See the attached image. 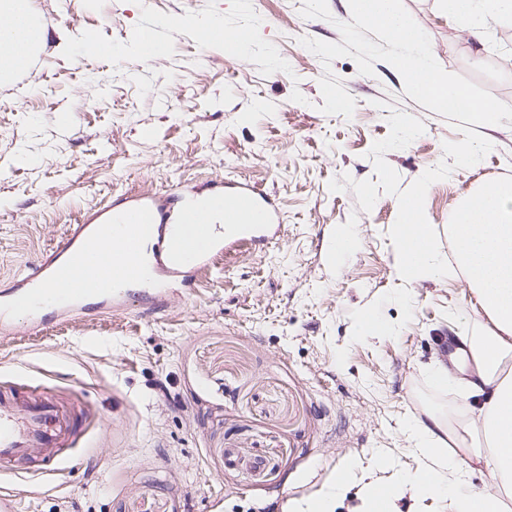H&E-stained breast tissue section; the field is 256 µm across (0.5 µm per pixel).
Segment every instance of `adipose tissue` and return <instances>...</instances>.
Wrapping results in <instances>:
<instances>
[{
	"label": "adipose tissue",
	"instance_id": "adipose-tissue-1",
	"mask_svg": "<svg viewBox=\"0 0 512 512\" xmlns=\"http://www.w3.org/2000/svg\"><path fill=\"white\" fill-rule=\"evenodd\" d=\"M443 3L449 17L473 33L490 22L512 19V0ZM449 231L454 257L447 260L436 252L431 229L411 233L398 227L401 241L419 246L416 255L404 257L401 272L411 280L463 274L492 322V330L464 338L453 366L438 362L432 369L435 380L456 378L467 397L479 400L478 415L457 428L432 411L413 416L405 431L424 472L417 479L401 478L383 498L377 495L376 483H367L359 512H396V500L408 492L448 500L452 512H502L497 493L471 484V464L445 452L448 443L463 444L472 432L482 435L490 447L495 483L512 486V182L488 185L469 197L454 211Z\"/></svg>",
	"mask_w": 512,
	"mask_h": 512
}]
</instances>
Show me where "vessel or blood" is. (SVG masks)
Listing matches in <instances>:
<instances>
[{
	"mask_svg": "<svg viewBox=\"0 0 512 512\" xmlns=\"http://www.w3.org/2000/svg\"><path fill=\"white\" fill-rule=\"evenodd\" d=\"M241 31L213 28L206 43L237 48ZM281 210L258 187L223 181L208 191L174 185L161 197L123 195L73 226L32 266L0 305V329L16 313L66 318L87 299L117 311L130 297L159 306L169 283H191L212 258L244 242L275 236ZM79 416L51 393L32 388L0 391V468L42 451L46 471H57L78 433Z\"/></svg>",
	"mask_w": 512,
	"mask_h": 512,
	"instance_id": "vessel-or-blood-1",
	"label": "vessel or blood"
}]
</instances>
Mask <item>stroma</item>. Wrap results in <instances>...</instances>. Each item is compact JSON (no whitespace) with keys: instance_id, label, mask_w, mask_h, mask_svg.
<instances>
[{"instance_id":"stroma-1","label":"stroma","mask_w":512,"mask_h":512,"mask_svg":"<svg viewBox=\"0 0 512 512\" xmlns=\"http://www.w3.org/2000/svg\"><path fill=\"white\" fill-rule=\"evenodd\" d=\"M435 59L512 106V22L473 36L441 0H403ZM47 39L0 84V296L72 225L124 192L163 195L177 183L248 181L270 193L281 233L229 250L194 288L154 310L133 303L0 332V389L38 385L82 416L61 471L0 470L19 512H285L336 481L335 512H355L366 477L392 487L418 476L400 430L409 416L454 411L463 394L434 385L442 337L490 329L464 278L407 282L396 229L404 193L436 180L424 216L442 255L466 197L512 181V122L496 131L449 119L404 92L378 61L323 66L301 45L341 42L303 0H32ZM219 22L245 32L239 51L205 44ZM153 25L168 53L134 51ZM92 34L100 52L76 41ZM340 79L352 118L326 115L320 79ZM493 137L473 166L464 140ZM355 245L334 250L339 228ZM386 335H361L365 317Z\"/></svg>"}]
</instances>
